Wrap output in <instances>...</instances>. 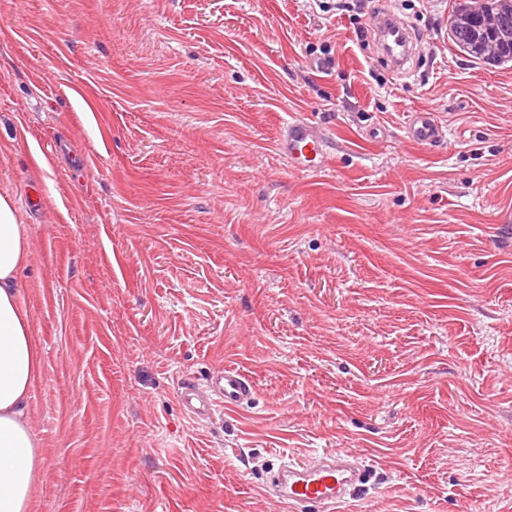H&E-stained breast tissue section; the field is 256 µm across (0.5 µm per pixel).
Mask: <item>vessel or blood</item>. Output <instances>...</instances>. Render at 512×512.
Returning a JSON list of instances; mask_svg holds the SVG:
<instances>
[{
  "label": "vessel or blood",
  "mask_w": 512,
  "mask_h": 512,
  "mask_svg": "<svg viewBox=\"0 0 512 512\" xmlns=\"http://www.w3.org/2000/svg\"><path fill=\"white\" fill-rule=\"evenodd\" d=\"M376 41L383 58L396 72H404L415 57V40L392 12L380 14L373 22ZM405 135L419 145H432L444 137L443 127L435 113L426 109L409 112ZM278 149L288 157L294 169L316 171L327 158V143L310 122L296 119L288 122L278 140ZM213 400L199 396L193 383L182 387L183 407L197 417L208 414L213 403L234 409L247 403L254 384L242 371L227 367L212 374L208 381ZM360 475L347 462L345 453H337L329 462L318 461L301 469H289L288 480L278 491L281 501L294 505L297 512H314L320 505L336 506L345 501Z\"/></svg>",
  "instance_id": "obj_1"
}]
</instances>
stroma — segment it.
Instances as JSON below:
<instances>
[{
    "mask_svg": "<svg viewBox=\"0 0 512 512\" xmlns=\"http://www.w3.org/2000/svg\"><path fill=\"white\" fill-rule=\"evenodd\" d=\"M453 2L387 0L423 33L400 78L306 0H0L34 512H291L271 468L336 451L365 481L334 512L512 505V63L453 46ZM225 366L252 402L190 415ZM405 136L419 145H433L443 139L444 131L434 112L419 108L409 112ZM327 143L310 122L295 119L283 128L278 149L298 171L321 169L327 158Z\"/></svg>",
    "mask_w": 512,
    "mask_h": 512,
    "instance_id": "obj_1",
    "label": "stroma"
}]
</instances>
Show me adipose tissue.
Returning a JSON list of instances; mask_svg holds the SVG:
<instances>
[{
    "mask_svg": "<svg viewBox=\"0 0 512 512\" xmlns=\"http://www.w3.org/2000/svg\"><path fill=\"white\" fill-rule=\"evenodd\" d=\"M30 247L13 198L0 194V512H33L41 471L26 415L41 356L18 276Z\"/></svg>",
    "mask_w": 512,
    "mask_h": 512,
    "instance_id": "obj_1",
    "label": "adipose tissue"
}]
</instances>
